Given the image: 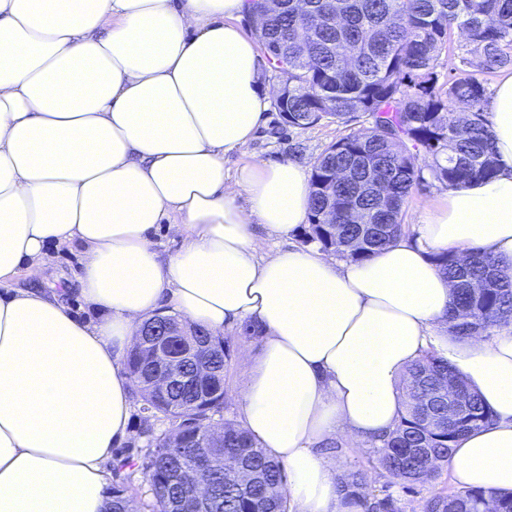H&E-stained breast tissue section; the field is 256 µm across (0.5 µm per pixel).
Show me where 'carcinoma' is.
I'll use <instances>...</instances> for the list:
<instances>
[{
    "label": "carcinoma",
    "mask_w": 512,
    "mask_h": 512,
    "mask_svg": "<svg viewBox=\"0 0 512 512\" xmlns=\"http://www.w3.org/2000/svg\"><path fill=\"white\" fill-rule=\"evenodd\" d=\"M250 10L267 15L255 38L285 87L278 111L288 126L306 128L322 121L348 123L365 114L370 125L331 144L316 160L310 176L308 242L321 250L363 261L406 234L402 207L419 183L418 152L432 158L435 177L457 186L491 177L496 170L492 135L484 107L487 89L470 69L491 73L512 65V0H339L340 18L310 27L308 17L330 15L331 0H248ZM458 30L464 43L457 53L460 74L436 89L439 59L448 51V36ZM348 169L350 179L336 181L333 192L318 189L331 173ZM436 266L453 284L448 330L460 337L485 334L512 319V277L479 249L466 260L452 252L433 256ZM484 284L481 293L471 290ZM211 366L209 376L194 386L145 389L149 353L137 346L127 357V369L140 392L143 411L161 413L179 426L192 420L202 425L221 413L224 369L229 354L224 337L203 333L190 325ZM454 368L428 350L409 369L403 387L404 410L394 429L374 441L381 449L376 461L393 480L421 482L442 467L460 437L493 421L492 410L465 380L461 390L470 407L454 426L424 430L417 403L423 393L446 388ZM185 409H176V404ZM171 446L168 435L149 439L142 461L155 505L154 512H172L184 490L164 481L176 462H195L186 441ZM224 447L236 462L255 475L251 493H242L216 466L210 490L221 512H288L281 489L284 471L269 459L239 425L224 423ZM427 448V458L417 452ZM113 466L109 512H123L128 501L121 471ZM500 512H512V493L465 488L438 495L426 512H484L487 500Z\"/></svg>",
    "instance_id": "cac0c4a2"
}]
</instances>
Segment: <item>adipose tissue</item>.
Here are the masks:
<instances>
[{
  "mask_svg": "<svg viewBox=\"0 0 512 512\" xmlns=\"http://www.w3.org/2000/svg\"><path fill=\"white\" fill-rule=\"evenodd\" d=\"M247 0H0V512H105L131 432L125 368L139 325L177 312L214 335L251 322L240 423L285 467L295 512H356L321 443L371 441L400 382L436 350L493 422L447 466L461 487L512 491V323L448 332L452 284L432 254L491 253L512 274V70L490 100L492 178L448 189L414 238L362 262L260 254L309 212L306 167L245 163L270 106L237 24ZM179 236L161 255L159 225ZM79 244L66 290L36 288L49 244ZM32 285L15 287L18 276ZM75 293L98 322L77 317Z\"/></svg>",
  "mask_w": 512,
  "mask_h": 512,
  "instance_id": "adipose-tissue-1",
  "label": "adipose tissue"
}]
</instances>
